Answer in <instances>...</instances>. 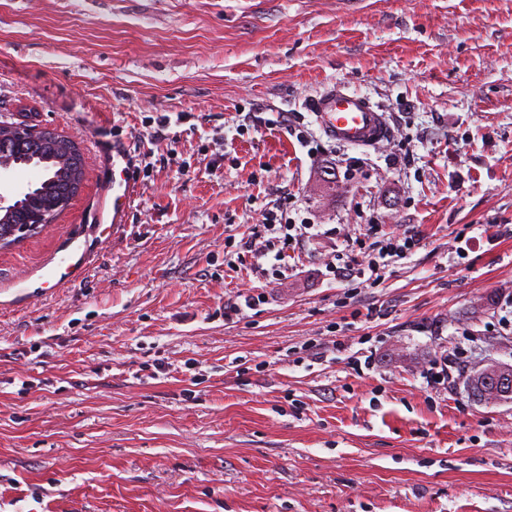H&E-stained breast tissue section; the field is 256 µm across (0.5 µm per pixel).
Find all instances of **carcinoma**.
Here are the masks:
<instances>
[{
    "label": "carcinoma",
    "instance_id": "obj_1",
    "mask_svg": "<svg viewBox=\"0 0 512 512\" xmlns=\"http://www.w3.org/2000/svg\"><path fill=\"white\" fill-rule=\"evenodd\" d=\"M12 166H34L44 171L40 184L18 199L10 223H0V247L16 242L13 232L16 225L26 222L28 213L40 207L47 199L71 193L67 179V162L56 148L33 142H18L0 138V164ZM486 375L467 376L465 387L471 399L480 404H494L503 399L501 392L512 390V379L498 373L495 366L483 368Z\"/></svg>",
    "mask_w": 512,
    "mask_h": 512
}]
</instances>
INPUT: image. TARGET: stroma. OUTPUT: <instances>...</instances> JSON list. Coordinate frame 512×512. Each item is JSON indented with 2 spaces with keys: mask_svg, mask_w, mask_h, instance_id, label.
I'll return each instance as SVG.
<instances>
[{
  "mask_svg": "<svg viewBox=\"0 0 512 512\" xmlns=\"http://www.w3.org/2000/svg\"><path fill=\"white\" fill-rule=\"evenodd\" d=\"M333 84L386 142L320 131ZM0 118L85 158L0 248V512H512V402L460 376L512 364V0H0ZM103 144L134 158L116 229L85 221ZM268 210L316 236L266 239ZM406 231L379 282L325 277ZM68 240L90 261L54 288ZM310 112L324 135L340 144L371 148L383 144L391 134L385 109L342 85L335 84L317 95Z\"/></svg>",
  "mask_w": 512,
  "mask_h": 512,
  "instance_id": "stroma-1",
  "label": "stroma"
}]
</instances>
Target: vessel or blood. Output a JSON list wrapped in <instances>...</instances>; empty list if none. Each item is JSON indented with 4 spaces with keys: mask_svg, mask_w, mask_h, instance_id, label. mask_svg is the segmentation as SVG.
<instances>
[{
    "mask_svg": "<svg viewBox=\"0 0 512 512\" xmlns=\"http://www.w3.org/2000/svg\"><path fill=\"white\" fill-rule=\"evenodd\" d=\"M310 111L324 135L340 144L371 148L383 144L391 134L385 109L338 84L317 95ZM130 199L129 186L106 182L88 218L95 224L123 223Z\"/></svg>",
    "mask_w": 512,
    "mask_h": 512,
    "instance_id": "obj_1",
    "label": "vessel or blood"
}]
</instances>
